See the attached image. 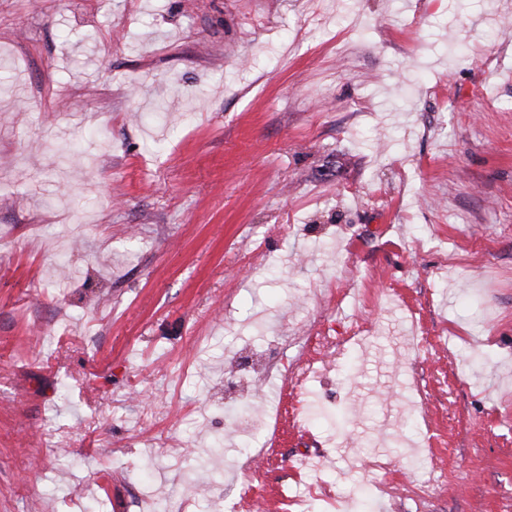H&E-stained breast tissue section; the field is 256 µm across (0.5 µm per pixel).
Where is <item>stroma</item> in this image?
Instances as JSON below:
<instances>
[{
  "label": "stroma",
  "instance_id": "35a3bbf8",
  "mask_svg": "<svg viewBox=\"0 0 512 512\" xmlns=\"http://www.w3.org/2000/svg\"><path fill=\"white\" fill-rule=\"evenodd\" d=\"M287 501L512 512V0H0V512Z\"/></svg>",
  "mask_w": 512,
  "mask_h": 512
}]
</instances>
